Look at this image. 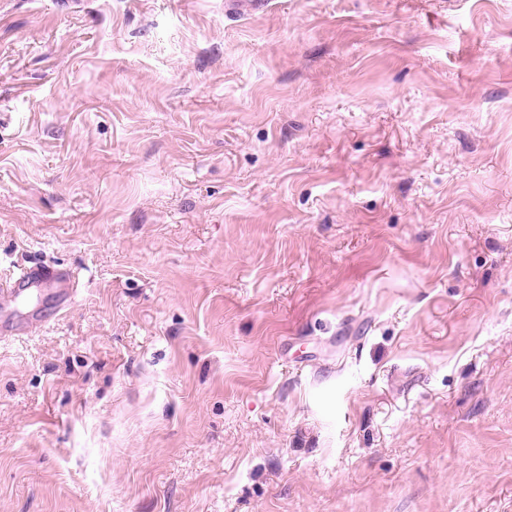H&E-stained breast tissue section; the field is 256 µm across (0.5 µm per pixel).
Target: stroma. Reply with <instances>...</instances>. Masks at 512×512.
I'll use <instances>...</instances> for the list:
<instances>
[{"instance_id": "1", "label": "stroma", "mask_w": 512, "mask_h": 512, "mask_svg": "<svg viewBox=\"0 0 512 512\" xmlns=\"http://www.w3.org/2000/svg\"><path fill=\"white\" fill-rule=\"evenodd\" d=\"M0 0V512H512V0ZM44 286L56 288L60 307L64 308L72 303L76 293L74 276L69 272L42 264L27 265L13 274L6 287H0V301L18 299L26 290Z\"/></svg>"}]
</instances>
